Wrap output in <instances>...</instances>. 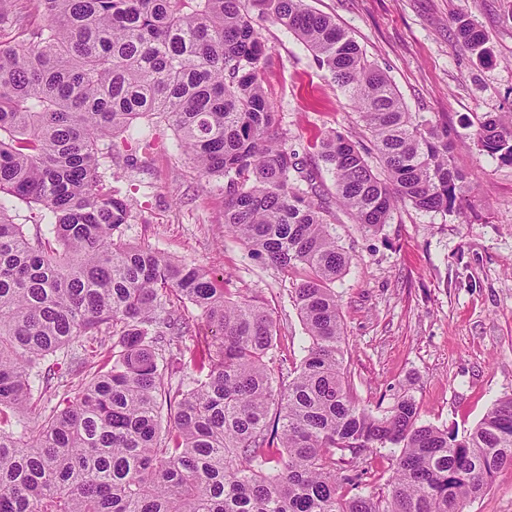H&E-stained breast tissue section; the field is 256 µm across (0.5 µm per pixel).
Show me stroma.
<instances>
[{
    "label": "stroma",
    "instance_id": "stroma-1",
    "mask_svg": "<svg viewBox=\"0 0 512 512\" xmlns=\"http://www.w3.org/2000/svg\"><path fill=\"white\" fill-rule=\"evenodd\" d=\"M336 20L369 63L392 81L408 111L448 126L454 165L467 173L463 213L398 205L369 231L341 210L333 224L352 262L334 289L344 327L343 358L362 407H390L410 390L421 422L466 436L501 398L512 396V164L480 151L479 118L512 112V18L506 0H307ZM490 38L491 63L457 45L453 19ZM257 27L271 58L261 77L289 145L337 131L365 148L373 139L348 98L295 35ZM151 149L120 144L105 179L132 199L125 238L200 265L230 297H254L279 327L275 375L287 378L307 343L292 292L296 276L252 259L224 233V191L203 184L159 122ZM136 156L127 166L125 156ZM464 512H512V467L500 470Z\"/></svg>",
    "mask_w": 512,
    "mask_h": 512
}]
</instances>
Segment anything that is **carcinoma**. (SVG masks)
<instances>
[{"instance_id": "carcinoma-1", "label": "carcinoma", "mask_w": 512, "mask_h": 512, "mask_svg": "<svg viewBox=\"0 0 512 512\" xmlns=\"http://www.w3.org/2000/svg\"><path fill=\"white\" fill-rule=\"evenodd\" d=\"M0 0V29L22 27ZM44 23L0 41V512H463L512 467V396L462 439L420 422L404 392L376 415L343 365L332 285L352 257L328 223L313 171L279 134L250 9L300 39L353 102L383 166L340 133L318 159L336 201L376 230L400 203L461 206L468 178L448 129L408 111L388 76L306 0H33ZM462 48L492 59L488 35L454 19ZM160 117L207 184L224 189V229L295 288L308 346L288 384L270 368L280 336L258 300H232L201 266L124 239L136 219L102 171L113 138ZM480 151L512 164V113L481 120ZM38 222H15L17 203ZM190 304L221 336L189 347ZM112 359L75 369L70 345ZM190 371L192 386L173 385ZM78 379L39 422L30 376ZM21 427L16 431L15 427ZM365 448H397L388 493L349 495Z\"/></svg>"}]
</instances>
